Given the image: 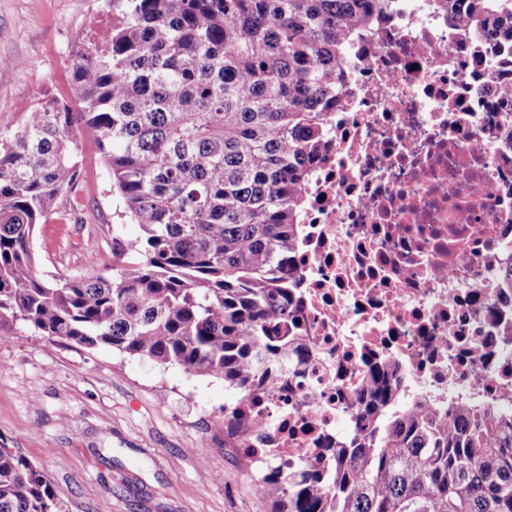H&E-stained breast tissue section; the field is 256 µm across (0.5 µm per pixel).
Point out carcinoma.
Instances as JSON below:
<instances>
[{
  "label": "carcinoma",
  "mask_w": 512,
  "mask_h": 512,
  "mask_svg": "<svg viewBox=\"0 0 512 512\" xmlns=\"http://www.w3.org/2000/svg\"><path fill=\"white\" fill-rule=\"evenodd\" d=\"M401 0H124L73 70L74 103L47 98L0 132V327L108 346L224 380V447L266 428L239 414L305 364L292 335L288 258L303 186L352 47ZM495 49L512 0H432ZM140 235L109 277L50 283L31 240L79 174L84 136ZM320 466L252 472L270 512H512V415L460 404L442 418L404 406L379 367ZM0 512H62L49 479L0 447Z\"/></svg>",
  "instance_id": "obj_1"
}]
</instances>
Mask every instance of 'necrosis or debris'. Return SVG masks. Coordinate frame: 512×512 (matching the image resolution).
I'll list each match as a JSON object with an SVG mask.
<instances>
[{"label": "necrosis or debris", "instance_id": "necrosis-or-debris-1", "mask_svg": "<svg viewBox=\"0 0 512 512\" xmlns=\"http://www.w3.org/2000/svg\"><path fill=\"white\" fill-rule=\"evenodd\" d=\"M510 52L407 0L355 57L289 264L309 360L240 405L267 422L252 452L314 463L371 362L404 403L512 410Z\"/></svg>", "mask_w": 512, "mask_h": 512}]
</instances>
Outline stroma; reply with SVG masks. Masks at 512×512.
Masks as SVG:
<instances>
[{"instance_id": "obj_1", "label": "stroma", "mask_w": 512, "mask_h": 512, "mask_svg": "<svg viewBox=\"0 0 512 512\" xmlns=\"http://www.w3.org/2000/svg\"><path fill=\"white\" fill-rule=\"evenodd\" d=\"M119 0H0V131L44 97L71 101L73 65ZM86 223H79L75 206ZM139 229L92 137L81 174L33 237L46 280L109 276L134 255L113 240ZM0 343V446L43 471L64 512H269L247 464L224 446L223 380L16 325Z\"/></svg>"}]
</instances>
